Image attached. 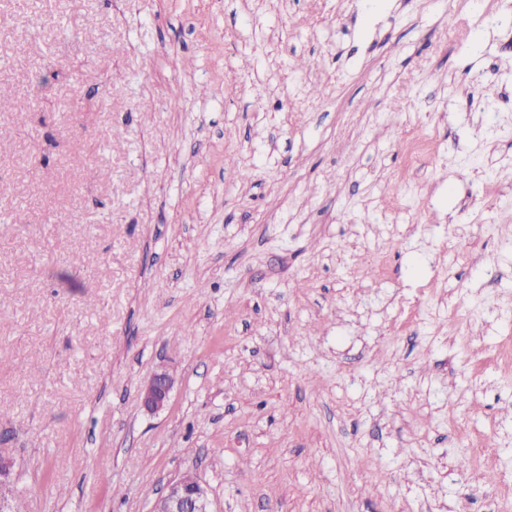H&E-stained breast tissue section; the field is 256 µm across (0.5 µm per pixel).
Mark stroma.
<instances>
[{"mask_svg": "<svg viewBox=\"0 0 512 512\" xmlns=\"http://www.w3.org/2000/svg\"><path fill=\"white\" fill-rule=\"evenodd\" d=\"M0 88L26 512H512V0H0ZM407 163L412 165L433 152V142L423 137H416L402 143ZM173 386L174 378L167 370L154 371L139 390L142 408L150 414L163 410L168 404ZM210 505L208 485L195 473L183 472L167 482L151 512H213Z\"/></svg>", "mask_w": 512, "mask_h": 512, "instance_id": "1", "label": "stroma"}]
</instances>
